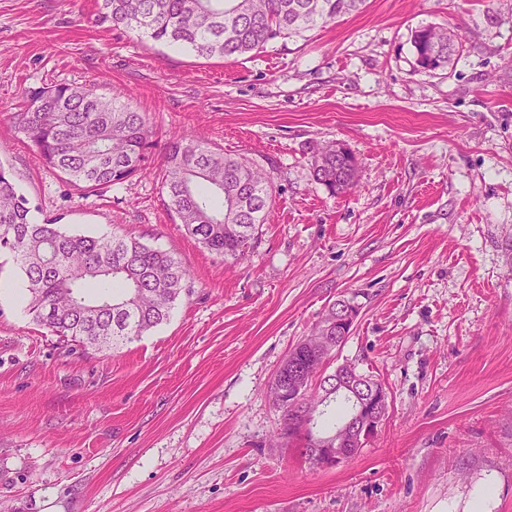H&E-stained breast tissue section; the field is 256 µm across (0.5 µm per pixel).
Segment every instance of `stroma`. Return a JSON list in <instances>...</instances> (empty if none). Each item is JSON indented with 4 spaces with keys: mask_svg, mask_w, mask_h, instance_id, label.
Wrapping results in <instances>:
<instances>
[{
    "mask_svg": "<svg viewBox=\"0 0 512 512\" xmlns=\"http://www.w3.org/2000/svg\"><path fill=\"white\" fill-rule=\"evenodd\" d=\"M101 0H0V164L31 218L126 232L178 258L193 292L117 350L64 346L0 297V512H512V0H368L359 14L237 59H199L98 19ZM433 24L463 51L420 72ZM53 83L125 94L156 145L141 176L89 196L8 118ZM192 136L263 166L274 201L247 259L187 235L158 175ZM358 161L331 196L312 157ZM335 356L386 389L347 462L280 440L267 391L336 300ZM496 493V483L492 478L481 481L472 491L469 512H485L487 503Z\"/></svg>",
    "mask_w": 512,
    "mask_h": 512,
    "instance_id": "35a3bbf8",
    "label": "stroma"
}]
</instances>
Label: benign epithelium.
<instances>
[{
	"mask_svg": "<svg viewBox=\"0 0 512 512\" xmlns=\"http://www.w3.org/2000/svg\"><path fill=\"white\" fill-rule=\"evenodd\" d=\"M356 317L357 310L350 304L336 308V331H345V326L354 324ZM345 340L347 337L343 335L332 336L327 332L314 337L307 347L320 368L326 369ZM315 379L322 384L320 403L308 412H300L302 420L314 417L335 395L349 399L352 406L351 417L336 430V442L313 437L317 464L334 467L354 457L357 449L377 433L387 414L388 393L381 383L376 380L365 381L345 363L336 365L332 372L321 377L306 370L303 364L288 374V389L280 390L281 397L297 401L305 393L306 386Z\"/></svg>",
	"mask_w": 512,
	"mask_h": 512,
	"instance_id": "1",
	"label": "benign epithelium"
}]
</instances>
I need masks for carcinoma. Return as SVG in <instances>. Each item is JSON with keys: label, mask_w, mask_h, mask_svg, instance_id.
I'll use <instances>...</instances> for the list:
<instances>
[{"label": "carcinoma", "mask_w": 512, "mask_h": 512, "mask_svg": "<svg viewBox=\"0 0 512 512\" xmlns=\"http://www.w3.org/2000/svg\"><path fill=\"white\" fill-rule=\"evenodd\" d=\"M366 0H102L101 19L138 38L178 45L195 57L238 58L270 43L299 37L356 12ZM422 72L445 68L460 54L453 32L422 25L412 33ZM42 160L85 192L121 184L145 170L155 146L150 118L119 94L56 84L24 93L11 113ZM357 159L341 143L317 152L313 174L333 195L355 186ZM168 206L186 233L210 252L233 260L251 253L273 201L267 171L197 139H173L161 177ZM16 261L26 280L28 310L62 341L114 349L162 324L191 293L190 271L170 253L128 234L110 238L73 234L56 223L30 220L27 197L0 165V254ZM103 283L108 290L86 289ZM319 432L349 416L341 401L328 404ZM281 434L297 438V415L281 413Z\"/></svg>", "instance_id": "cac0c4a2"}]
</instances>
